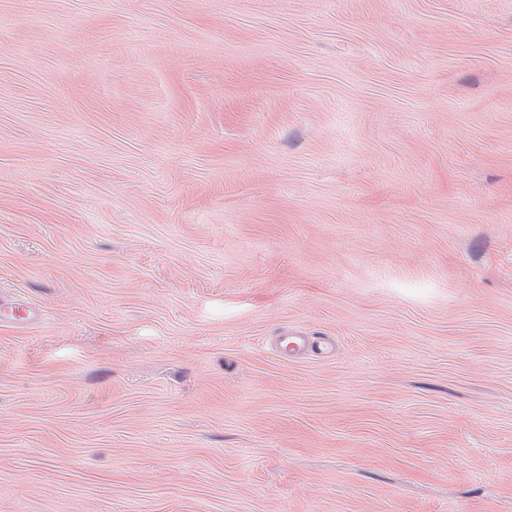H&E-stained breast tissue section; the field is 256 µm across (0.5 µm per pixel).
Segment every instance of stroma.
I'll list each match as a JSON object with an SVG mask.
<instances>
[{
	"mask_svg": "<svg viewBox=\"0 0 512 512\" xmlns=\"http://www.w3.org/2000/svg\"><path fill=\"white\" fill-rule=\"evenodd\" d=\"M17 304L0 512H512V0H0Z\"/></svg>",
	"mask_w": 512,
	"mask_h": 512,
	"instance_id": "1",
	"label": "stroma"
}]
</instances>
